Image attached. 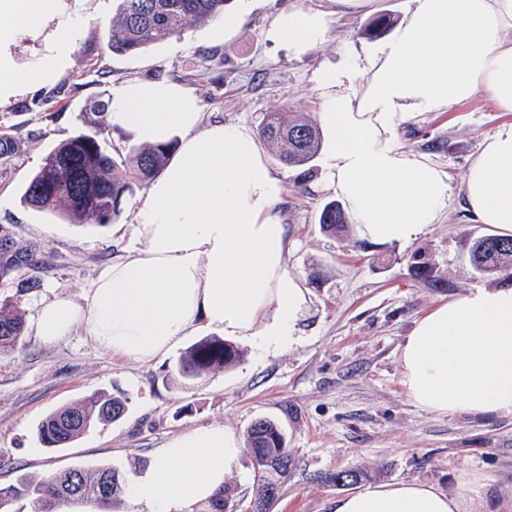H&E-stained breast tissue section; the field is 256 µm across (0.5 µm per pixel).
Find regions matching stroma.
<instances>
[{"label":"stroma","instance_id":"1","mask_svg":"<svg viewBox=\"0 0 512 512\" xmlns=\"http://www.w3.org/2000/svg\"><path fill=\"white\" fill-rule=\"evenodd\" d=\"M287 5L233 0L225 17L142 53L119 55L108 46L112 0H87L86 34L72 49L66 74L0 108V127L10 128L17 143L0 157V231L16 246H36L41 261L40 268L21 266L0 277V301L16 302L25 321L17 352L0 357V486L75 466L92 472L110 465L131 477L179 434L222 425L242 441L252 421L265 417L280 426L294 457L274 512H327L345 490L320 476L344 469L367 472L371 485H435L461 495L462 512H512V417L424 410L407 396L399 363L400 346L419 318L487 285L472 274L467 246L489 228L467 213L461 188L483 137L512 113L495 111L484 97L400 125V147L441 165L456 188L440 223L410 243L374 244L353 224L327 233L319 215L335 195L326 186L323 157L289 167L262 145L285 184L286 265L307 296L290 348L260 356L240 339L242 357L233 367L183 383L170 371L208 331L148 363L112 356L80 328L54 342L35 333L45 303L82 300L99 271L123 255L140 204L139 196L127 197L118 221L102 228L33 210L21 194L43 156L86 128L94 118L90 105L109 101L113 84L131 78L180 82L198 96L206 120L254 132L269 112L317 120V75L373 47L362 34L373 15L332 20L324 42L297 57L268 36ZM418 251L435 263L438 284L413 275ZM23 278L37 279L38 287L18 292ZM94 392L124 394L126 417L61 450L38 443L39 422Z\"/></svg>","mask_w":512,"mask_h":512}]
</instances>
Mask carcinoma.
I'll list each match as a JSON object with an SVG mask.
<instances>
[{"label": "carcinoma", "mask_w": 512, "mask_h": 512, "mask_svg": "<svg viewBox=\"0 0 512 512\" xmlns=\"http://www.w3.org/2000/svg\"><path fill=\"white\" fill-rule=\"evenodd\" d=\"M109 22V46L114 53L138 54L167 41L188 25L205 26L224 14L230 0H115ZM393 24L385 14L373 19L363 35L374 38ZM109 106L101 101L91 105L97 116L89 130H79L51 149L27 181L22 194L25 205L58 215L71 224L89 221L104 227L119 219L126 197L147 187L167 165L175 141L134 146L127 156L115 157L100 139L108 127ZM278 158L288 166H303L316 157L321 147L318 127L296 112H271L259 129ZM319 223L327 232L342 230L347 224L343 207L330 201L323 207ZM473 271L481 276L504 281L512 274V236L486 234L474 238L468 248ZM37 267V250L19 247L0 262V277H6L19 265ZM411 269L425 282H438L435 264L416 254ZM24 331V319L16 303L0 302V357L17 352ZM241 350L219 338L195 344L178 360L174 372L184 380H193L216 369L232 366ZM126 401L97 392L52 411L37 426L39 441L48 448H66L99 425L121 421L127 414ZM247 441L254 461V484L282 485L294 465L291 451L279 426L258 419L247 430ZM123 475L112 466H103L94 474L80 467L51 471L35 483L19 482L0 486V512L22 499L32 501L33 512H58L62 504H97L107 497L105 512L122 489ZM235 491L224 487L213 498L197 504L194 512H227Z\"/></svg>", "instance_id": "carcinoma-1"}]
</instances>
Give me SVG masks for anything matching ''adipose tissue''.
Listing matches in <instances>:
<instances>
[{
  "label": "adipose tissue",
  "instance_id": "obj_1",
  "mask_svg": "<svg viewBox=\"0 0 512 512\" xmlns=\"http://www.w3.org/2000/svg\"><path fill=\"white\" fill-rule=\"evenodd\" d=\"M86 0H0V107L57 82L85 36ZM290 7L269 36L302 55L326 37L330 16L373 0ZM34 47L20 60V42ZM363 81H356V72ZM318 114L333 135L327 186L360 236L409 243L438 223L453 193L447 172L397 142L401 123L484 95L512 112V0H410L390 38L351 65L320 75ZM109 120L156 144L179 135L178 153L153 180L135 217L136 244L101 270L83 301L40 311L47 340L83 328L98 345L153 361L204 328L249 341L258 354L294 342L306 304L285 265V191L245 126L203 124L198 98L168 81L131 79L111 90ZM465 208L512 235V121L485 137L464 180ZM401 383L419 407L442 415L512 417V287L478 288L437 307L400 348ZM240 450L221 425L184 432L128 486L130 512H179L224 486ZM434 485L368 486L333 500L330 512H461Z\"/></svg>",
  "mask_w": 512,
  "mask_h": 512
}]
</instances>
